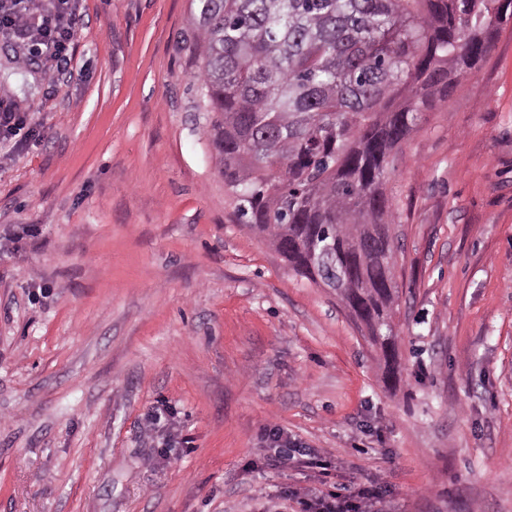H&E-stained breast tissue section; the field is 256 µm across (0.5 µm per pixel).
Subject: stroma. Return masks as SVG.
<instances>
[{
    "label": "stroma",
    "mask_w": 512,
    "mask_h": 512,
    "mask_svg": "<svg viewBox=\"0 0 512 512\" xmlns=\"http://www.w3.org/2000/svg\"><path fill=\"white\" fill-rule=\"evenodd\" d=\"M74 7L72 77L0 37V512H512V21L393 154L388 380L239 224L195 0Z\"/></svg>",
    "instance_id": "35a3bbf8"
}]
</instances>
